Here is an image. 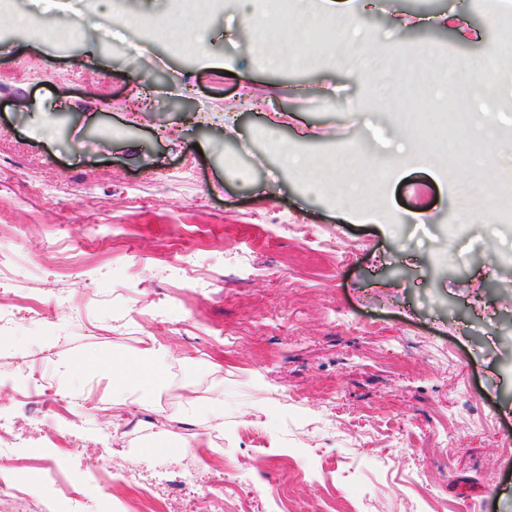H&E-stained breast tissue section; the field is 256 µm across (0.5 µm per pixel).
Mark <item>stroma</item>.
Returning a JSON list of instances; mask_svg holds the SVG:
<instances>
[{
    "label": "stroma",
    "instance_id": "1",
    "mask_svg": "<svg viewBox=\"0 0 512 512\" xmlns=\"http://www.w3.org/2000/svg\"><path fill=\"white\" fill-rule=\"evenodd\" d=\"M387 3L361 17L382 70L420 45L437 61L408 108L486 118L512 174V55L500 51L512 4ZM110 11L125 43L85 30L0 46V216L23 228L0 242V294L45 306L0 330V412L32 462L23 486L56 497L40 470L56 460L84 512H136L139 490L167 512H210L226 463L227 512H279L285 491L297 512L329 491L354 512H512V229L490 191L455 211L473 159L441 166L418 142L390 172L399 124L376 79L308 42L268 69L267 39L235 24L234 0L212 10L200 49L191 32L141 46V20L178 18L174 0H55L46 22ZM491 57L477 96L438 93L449 68ZM277 139L309 157L312 183ZM84 224L96 240L79 239ZM176 224L194 225L181 246L215 283L195 318L168 273ZM83 288V305L66 300ZM148 342L170 354L165 385L113 392L107 365ZM81 359L102 368L72 370ZM27 369L67 399L52 421L23 391ZM286 459L305 484L287 485Z\"/></svg>",
    "mask_w": 512,
    "mask_h": 512
}]
</instances>
